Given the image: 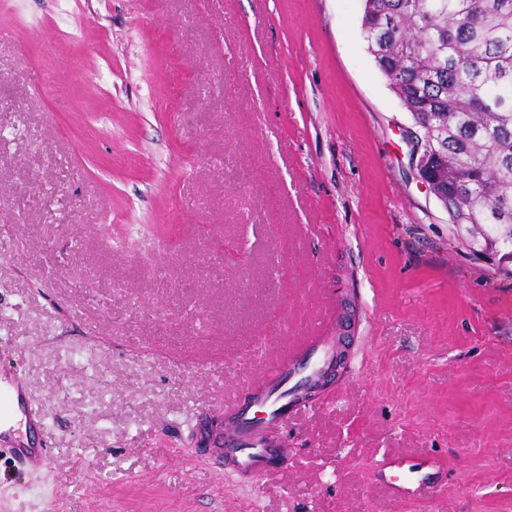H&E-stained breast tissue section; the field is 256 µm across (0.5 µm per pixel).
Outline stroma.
Here are the masks:
<instances>
[{"label":"stroma","mask_w":512,"mask_h":512,"mask_svg":"<svg viewBox=\"0 0 512 512\" xmlns=\"http://www.w3.org/2000/svg\"><path fill=\"white\" fill-rule=\"evenodd\" d=\"M362 0H0V512H512V273L416 177ZM245 484L196 421L325 308ZM389 457L443 484L395 501ZM2 442L8 447L0 448L2 451H7L12 454L20 465L27 466L32 464H40L46 458L48 454V448L34 447L33 443L28 446L21 445L19 441H16L12 435L5 432H0V444Z\"/></svg>","instance_id":"obj_1"}]
</instances>
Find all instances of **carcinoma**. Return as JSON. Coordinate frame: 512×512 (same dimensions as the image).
Returning <instances> with one entry per match:
<instances>
[{"instance_id": "carcinoma-1", "label": "carcinoma", "mask_w": 512, "mask_h": 512, "mask_svg": "<svg viewBox=\"0 0 512 512\" xmlns=\"http://www.w3.org/2000/svg\"><path fill=\"white\" fill-rule=\"evenodd\" d=\"M368 53L431 155L452 224L512 259V0H363Z\"/></svg>"}]
</instances>
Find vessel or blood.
<instances>
[{
    "instance_id": "obj_1",
    "label": "vessel or blood",
    "mask_w": 512,
    "mask_h": 512,
    "mask_svg": "<svg viewBox=\"0 0 512 512\" xmlns=\"http://www.w3.org/2000/svg\"><path fill=\"white\" fill-rule=\"evenodd\" d=\"M335 322V310H328L317 327L277 359L264 389H256L248 380L239 381L233 399L216 410L222 423L217 438L223 448L224 465L240 480L260 477L287 461L288 442L280 430L289 411L288 393L331 362L336 346ZM250 397L266 406L265 416L251 415L245 404ZM0 443L23 466L42 463L48 454L46 448L22 445L7 433L0 435Z\"/></svg>"
}]
</instances>
